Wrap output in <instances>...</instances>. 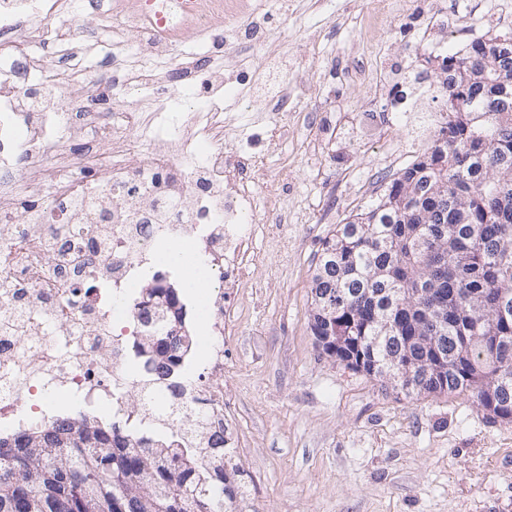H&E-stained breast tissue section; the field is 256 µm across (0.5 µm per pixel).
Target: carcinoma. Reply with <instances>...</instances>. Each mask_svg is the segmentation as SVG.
Listing matches in <instances>:
<instances>
[{
	"instance_id": "cac0c4a2",
	"label": "carcinoma",
	"mask_w": 512,
	"mask_h": 512,
	"mask_svg": "<svg viewBox=\"0 0 512 512\" xmlns=\"http://www.w3.org/2000/svg\"><path fill=\"white\" fill-rule=\"evenodd\" d=\"M448 71L444 122L366 210L336 225L311 278L309 328L328 357L346 368L357 341L412 336L427 308L443 303L447 358L399 389L381 369L366 371L406 398L467 395L494 417L512 416V99L492 95L497 70L472 48L435 57ZM484 71L482 93L464 73ZM438 207L416 223L421 210ZM181 304L175 288H151L149 303ZM189 339L172 325L148 336L144 388L166 386L170 404L146 422L107 424L85 413L0 437V512H237L244 501L235 449L202 413L181 418L178 382Z\"/></svg>"
}]
</instances>
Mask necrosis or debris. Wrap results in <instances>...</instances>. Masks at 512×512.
<instances>
[{
  "label": "necrosis or debris",
  "instance_id": "1",
  "mask_svg": "<svg viewBox=\"0 0 512 512\" xmlns=\"http://www.w3.org/2000/svg\"><path fill=\"white\" fill-rule=\"evenodd\" d=\"M175 30L142 22L135 0H0V435L72 403L126 418L144 365L137 288L167 287L170 234L204 256L207 383L188 407L224 427V291L243 287L256 235L288 221L259 191L257 146L292 138L287 82L243 93L244 54L288 72L271 13L200 0ZM108 41H101V33ZM254 109L247 145L224 104ZM90 238L95 254L53 250Z\"/></svg>",
  "mask_w": 512,
  "mask_h": 512
}]
</instances>
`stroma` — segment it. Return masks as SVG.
<instances>
[{"label":"stroma","mask_w":512,"mask_h":512,"mask_svg":"<svg viewBox=\"0 0 512 512\" xmlns=\"http://www.w3.org/2000/svg\"><path fill=\"white\" fill-rule=\"evenodd\" d=\"M383 27L385 69L404 71L408 111L426 62L411 44H447L428 30L431 13L459 20L469 43L484 15L512 16V0H417ZM317 0H296L285 48L311 61L302 74L311 104L330 118L320 135L324 162L310 169L298 126L288 146L269 143L267 180L289 204L323 202L325 223L288 224L287 252L262 247L254 285L237 291L238 328L224 339V412L239 435L235 461L249 495L243 512H512V422L492 418L473 398L405 399L324 355L308 327L310 278L324 239L382 194L435 139L419 122L383 125L397 105L348 77L374 0L335 21Z\"/></svg>","instance_id":"obj_1"}]
</instances>
